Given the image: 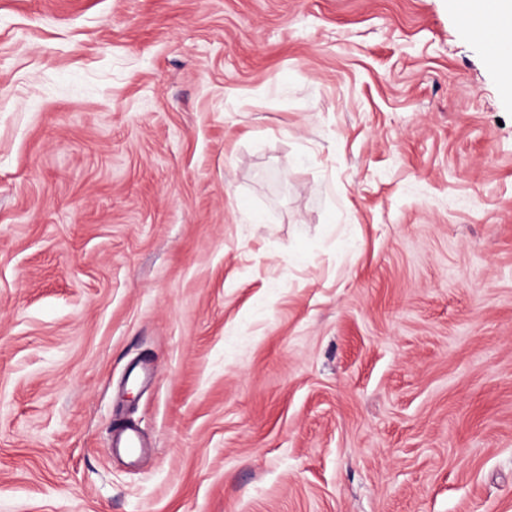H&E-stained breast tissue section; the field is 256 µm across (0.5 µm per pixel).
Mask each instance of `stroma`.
I'll return each instance as SVG.
<instances>
[{
  "label": "stroma",
  "instance_id": "stroma-1",
  "mask_svg": "<svg viewBox=\"0 0 512 512\" xmlns=\"http://www.w3.org/2000/svg\"><path fill=\"white\" fill-rule=\"evenodd\" d=\"M464 9L0 0V512H512V95ZM110 448L113 452H122L128 457H137L143 446L139 436L132 429H123L112 436Z\"/></svg>",
  "mask_w": 512,
  "mask_h": 512
}]
</instances>
